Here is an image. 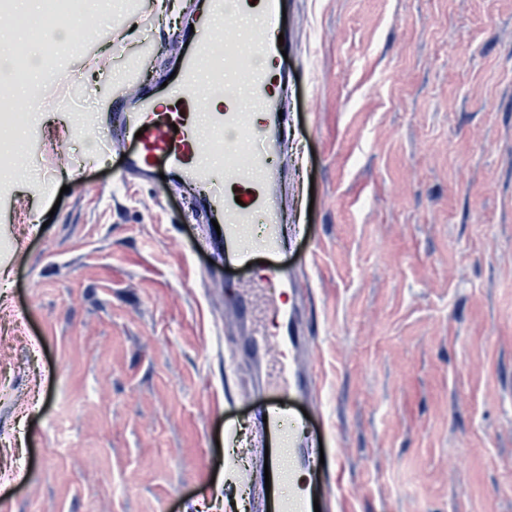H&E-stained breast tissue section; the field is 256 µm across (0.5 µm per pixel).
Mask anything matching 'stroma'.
I'll use <instances>...</instances> for the list:
<instances>
[{
  "label": "stroma",
  "instance_id": "obj_1",
  "mask_svg": "<svg viewBox=\"0 0 512 512\" xmlns=\"http://www.w3.org/2000/svg\"><path fill=\"white\" fill-rule=\"evenodd\" d=\"M200 0H76L34 42L46 125L0 85V502L10 512H259L227 465L282 393L225 308L197 192L99 143L175 88ZM278 266L310 291L334 512H512V0H288ZM101 62L89 76L86 59Z\"/></svg>",
  "mask_w": 512,
  "mask_h": 512
}]
</instances>
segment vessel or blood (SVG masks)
<instances>
[{"instance_id":"1","label":"vessel or blood","mask_w":512,"mask_h":512,"mask_svg":"<svg viewBox=\"0 0 512 512\" xmlns=\"http://www.w3.org/2000/svg\"><path fill=\"white\" fill-rule=\"evenodd\" d=\"M284 0H209L205 14L195 17L190 34L191 46L179 59V81L183 89L181 104L156 106L150 91H142L134 110L125 118V140L133 142L126 172L150 174L164 169L171 178L192 175L204 191L202 202L221 231V262L246 266L252 261L238 246L253 230H261L271 252L282 249L281 202L275 186L287 171L281 144L288 136V121L281 118L282 93L290 81L283 61L278 36L281 32ZM234 15L256 13L264 17L265 27L255 30L253 44L268 58V68L255 70L249 56L232 42L216 39L218 19L224 12ZM209 67L207 91L224 100V109L210 113L207 125H200L197 76L201 65ZM257 100L262 121L238 109L241 91ZM248 133L261 140V147L241 153L236 134ZM264 224H257V217ZM262 294L278 318L275 331L257 333L255 309L249 295H240L233 312L246 334L241 351L260 365L274 366L279 385L307 403H316V379L305 364L306 344L302 308L307 299L295 276L281 267H271L263 280ZM265 413L261 430L268 446L270 493L264 505L270 512H330L331 498L322 488L315 470L314 451L305 443L287 448L286 434H301L303 421L290 404L274 403ZM295 491L283 496L284 483Z\"/></svg>"}]
</instances>
